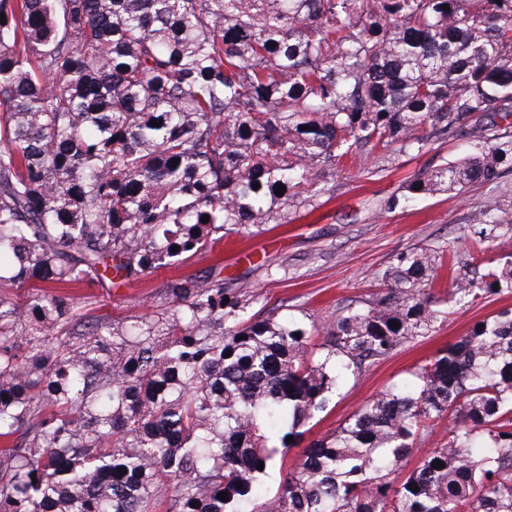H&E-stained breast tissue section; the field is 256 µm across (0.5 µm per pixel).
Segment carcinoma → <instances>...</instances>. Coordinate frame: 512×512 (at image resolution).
Here are the masks:
<instances>
[{
	"instance_id": "obj_1",
	"label": "carcinoma",
	"mask_w": 512,
	"mask_h": 512,
	"mask_svg": "<svg viewBox=\"0 0 512 512\" xmlns=\"http://www.w3.org/2000/svg\"><path fill=\"white\" fill-rule=\"evenodd\" d=\"M1 13V285L177 266L284 219L315 168L375 150L470 144L390 209L512 173V0H0ZM474 221L479 248L512 231V192ZM436 254H399L384 289L322 323L245 320L248 285L218 274L169 281L163 312L128 325L82 322L67 294L0 298V437L22 438L0 452V512H512V310L305 442L348 377L432 332ZM502 292L512 260L454 279L446 303ZM299 447L267 496L262 476Z\"/></svg>"
}]
</instances>
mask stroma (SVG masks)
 <instances>
[{"instance_id": "35a3bbf8", "label": "stroma", "mask_w": 512, "mask_h": 512, "mask_svg": "<svg viewBox=\"0 0 512 512\" xmlns=\"http://www.w3.org/2000/svg\"><path fill=\"white\" fill-rule=\"evenodd\" d=\"M466 153L463 142H433L420 155H399L385 162L376 156L343 160L332 172L318 174L319 193L311 204L291 207L283 224H265L248 234H231L214 248L139 279L101 288L94 282L70 288L79 307L93 316L127 324L153 316L166 304V286L176 277L204 279L216 273L250 285L248 313L287 305L289 314L324 322L353 301L383 287L381 276L394 257L415 248L437 250L444 267L434 289L446 292L462 261L480 271L512 259V231L473 254L472 216L491 188L474 184L461 195L421 196L412 207L393 211L385 201L402 194L405 183ZM512 309V293L489 296L475 306H440L430 336L401 344L387 359L372 363L350 379L310 432L333 431L361 405L396 383L412 381L418 367L448 344L460 340L474 323Z\"/></svg>"}]
</instances>
